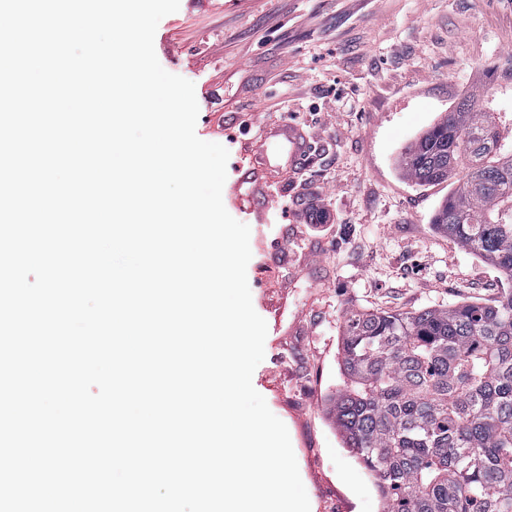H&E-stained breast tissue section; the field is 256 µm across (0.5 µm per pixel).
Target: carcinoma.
Here are the masks:
<instances>
[{"label":"carcinoma","instance_id":"carcinoma-1","mask_svg":"<svg viewBox=\"0 0 512 512\" xmlns=\"http://www.w3.org/2000/svg\"><path fill=\"white\" fill-rule=\"evenodd\" d=\"M495 87L462 98L401 159L454 189L439 231L512 281V118ZM332 413L383 512H512V288L492 304L353 311Z\"/></svg>","mask_w":512,"mask_h":512}]
</instances>
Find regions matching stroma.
Wrapping results in <instances>:
<instances>
[{"label": "stroma", "instance_id": "obj_1", "mask_svg": "<svg viewBox=\"0 0 512 512\" xmlns=\"http://www.w3.org/2000/svg\"><path fill=\"white\" fill-rule=\"evenodd\" d=\"M154 48L195 85L197 136L229 151L223 202L251 230L268 327L252 383L288 429L310 512H382L329 414L339 338L355 310L489 304L507 287L433 226L448 184L407 181L397 160L512 56V0H180ZM288 120L320 149L276 202L246 210L239 170Z\"/></svg>", "mask_w": 512, "mask_h": 512}]
</instances>
